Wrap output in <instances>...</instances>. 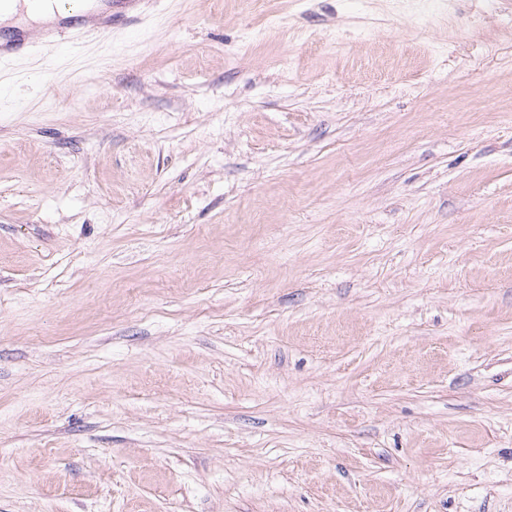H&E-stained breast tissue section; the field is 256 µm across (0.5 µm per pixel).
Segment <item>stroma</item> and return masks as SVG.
Listing matches in <instances>:
<instances>
[{
  "instance_id": "1",
  "label": "stroma",
  "mask_w": 512,
  "mask_h": 512,
  "mask_svg": "<svg viewBox=\"0 0 512 512\" xmlns=\"http://www.w3.org/2000/svg\"><path fill=\"white\" fill-rule=\"evenodd\" d=\"M0 82V512H512V0H165Z\"/></svg>"
}]
</instances>
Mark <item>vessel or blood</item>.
Returning a JSON list of instances; mask_svg holds the SVG:
<instances>
[{"label": "vessel or blood", "instance_id": "b4317fda", "mask_svg": "<svg viewBox=\"0 0 512 512\" xmlns=\"http://www.w3.org/2000/svg\"><path fill=\"white\" fill-rule=\"evenodd\" d=\"M144 0H106L102 8L91 15H80L75 8L65 7L56 22L32 32L17 27L0 31V72L12 67L18 60L37 54L46 55L48 63H55V55L62 50L80 55L83 44L90 38H108L114 31L132 26L140 18L139 8Z\"/></svg>", "mask_w": 512, "mask_h": 512}]
</instances>
